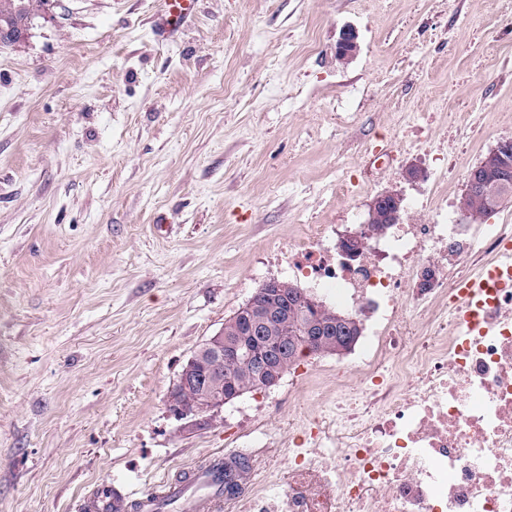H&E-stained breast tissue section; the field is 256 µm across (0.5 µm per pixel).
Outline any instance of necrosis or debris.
<instances>
[{"mask_svg":"<svg viewBox=\"0 0 512 512\" xmlns=\"http://www.w3.org/2000/svg\"><path fill=\"white\" fill-rule=\"evenodd\" d=\"M417 207L438 224H395L357 264L323 242L345 224H306L288 243L294 273L377 320L369 356L337 369L327 406L288 417V474L266 503L226 512H512V223L463 224L449 197ZM442 271L414 288L420 265ZM481 298L460 305L471 279Z\"/></svg>","mask_w":512,"mask_h":512,"instance_id":"obj_1","label":"necrosis or debris"}]
</instances>
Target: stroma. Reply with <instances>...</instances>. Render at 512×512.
Segmentation results:
<instances>
[{"mask_svg":"<svg viewBox=\"0 0 512 512\" xmlns=\"http://www.w3.org/2000/svg\"><path fill=\"white\" fill-rule=\"evenodd\" d=\"M152 14L62 0L0 47V512H82L100 480L138 493L236 448L276 494L296 371L369 336L202 425L168 412L183 364L265 281L307 288L300 225L433 185L415 148L373 162L419 114L450 151L485 123L471 167L512 137V0H198L168 41ZM359 51L358 35L355 29L343 27L338 35L335 46V55L338 61L348 64Z\"/></svg>","mask_w":512,"mask_h":512,"instance_id":"1","label":"stroma"}]
</instances>
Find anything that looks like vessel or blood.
Instances as JSON below:
<instances>
[{
    "label": "vessel or blood",
    "mask_w": 512,
    "mask_h": 512,
    "mask_svg": "<svg viewBox=\"0 0 512 512\" xmlns=\"http://www.w3.org/2000/svg\"><path fill=\"white\" fill-rule=\"evenodd\" d=\"M195 0H156L152 31L161 40L173 38L192 19ZM228 456L218 451L205 465L187 471L183 480L164 482L141 492L143 512H158L162 502L178 503L181 512H224V464ZM115 498L110 483H100L87 500L89 512H112Z\"/></svg>",
    "instance_id": "vessel-or-blood-1"
}]
</instances>
